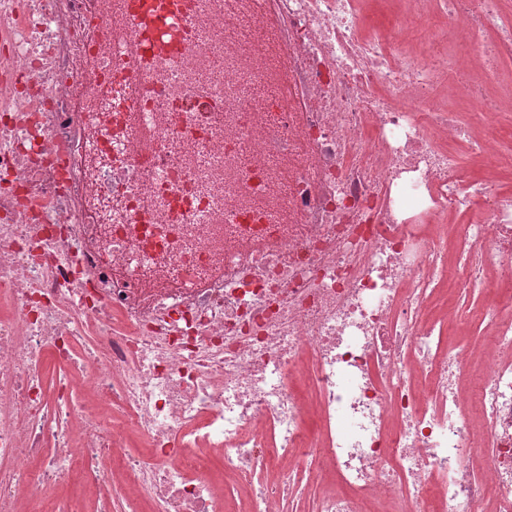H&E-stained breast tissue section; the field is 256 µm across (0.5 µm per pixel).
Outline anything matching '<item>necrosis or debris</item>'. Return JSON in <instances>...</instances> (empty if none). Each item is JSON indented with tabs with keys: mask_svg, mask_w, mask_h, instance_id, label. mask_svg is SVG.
I'll use <instances>...</instances> for the list:
<instances>
[{
	"mask_svg": "<svg viewBox=\"0 0 512 512\" xmlns=\"http://www.w3.org/2000/svg\"><path fill=\"white\" fill-rule=\"evenodd\" d=\"M504 5L279 0L298 112L246 0H0V512H512Z\"/></svg>",
	"mask_w": 512,
	"mask_h": 512,
	"instance_id": "1",
	"label": "necrosis or debris"
}]
</instances>
